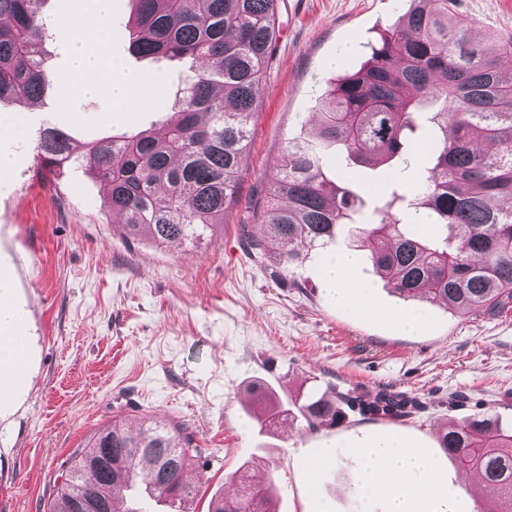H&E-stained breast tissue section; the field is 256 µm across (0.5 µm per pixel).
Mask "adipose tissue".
<instances>
[{
    "mask_svg": "<svg viewBox=\"0 0 512 512\" xmlns=\"http://www.w3.org/2000/svg\"><path fill=\"white\" fill-rule=\"evenodd\" d=\"M94 2L98 24L84 26L72 18L57 24L70 44L69 109L77 111L84 96L104 86L109 87L115 108H133L145 91L144 79L127 72L109 56L107 32L101 21L110 14L112 0ZM358 261L356 254L336 252L326 254L323 262L327 290L338 303L353 309L371 304L370 288L353 279ZM11 293V283L1 278L0 369L14 365L24 349L21 337L10 333L15 322L8 304ZM348 453L360 466V490L386 499L388 512H456L444 476L424 449L397 437H383L353 444Z\"/></svg>",
    "mask_w": 512,
    "mask_h": 512,
    "instance_id": "obj_1",
    "label": "adipose tissue"
}]
</instances>
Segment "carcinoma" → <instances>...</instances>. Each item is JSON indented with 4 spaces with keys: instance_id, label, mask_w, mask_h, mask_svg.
Instances as JSON below:
<instances>
[{
    "instance_id": "1",
    "label": "carcinoma",
    "mask_w": 512,
    "mask_h": 512,
    "mask_svg": "<svg viewBox=\"0 0 512 512\" xmlns=\"http://www.w3.org/2000/svg\"><path fill=\"white\" fill-rule=\"evenodd\" d=\"M45 0H0V100L40 99L51 83L41 53L49 33ZM130 42L141 58L191 60L174 119L160 127L74 148L60 128L43 131L37 172L57 177L80 166L106 191L104 210L123 219L122 236L158 245L214 236L234 201L238 170L250 141L263 79L277 39L278 0H135ZM459 0H410L358 71L336 76L315 112L319 146L290 140L277 157V177L253 210L262 234L241 225L250 258L292 267L329 247L347 228L376 271L404 299L448 305L466 314L512 311V73L499 58L512 43L472 37L474 22ZM431 135L422 134L423 122ZM428 164L414 188L403 173L415 145ZM336 163L394 165V176L369 200L352 182L333 180L321 148ZM423 213L432 231L412 221ZM253 418L286 412L279 396L260 388ZM311 429L344 421L343 408L381 419L421 411L417 397L387 388L366 396H307L294 402ZM439 446L464 472H477L493 496L481 512H512V429L495 417H473L443 430ZM91 448L126 458L121 468L73 466L50 512H70L74 495L131 512L127 492L141 483L168 512H193L198 491L182 474L201 456L183 423L120 421L101 429ZM180 450L176 468L163 455ZM209 512H277L272 487L238 477L237 492Z\"/></svg>"
}]
</instances>
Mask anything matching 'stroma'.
<instances>
[{
	"label": "stroma",
	"instance_id": "35a3bbf8",
	"mask_svg": "<svg viewBox=\"0 0 512 512\" xmlns=\"http://www.w3.org/2000/svg\"><path fill=\"white\" fill-rule=\"evenodd\" d=\"M407 7L406 0H279V38L238 199L224 214L223 234L195 246L122 237L119 217L101 207L100 183L83 170L35 176L43 129L69 130L82 143L169 120L187 65L134 56L133 5L112 0L111 57L167 93L129 111L99 93L72 112L63 103L67 41L43 43L53 80L42 100L0 102V113L28 131L21 144L0 133V153L14 159L0 178V277L13 285L28 373L27 388L0 406V512H48L77 449L112 420L135 425L147 417L194 432L202 449L188 469L200 489L195 512L232 492L229 478L244 465L254 481L275 483L279 512H312L317 497L331 512H362L348 491L356 479L350 459L338 456L314 481L305 464L326 444L376 435L425 448L465 512H480L488 492H466L469 475L440 448L438 432L478 415L512 427V311L472 316L402 299L365 261L357 277L377 311L350 312L326 292L321 255L290 268L258 263L239 232L275 179L288 138L309 137L306 124L330 79L359 69ZM459 10L475 21L478 39L512 40V0H459ZM389 310L420 316L421 329L405 333L386 318ZM250 384L292 399L387 387L418 396L425 409L387 420L350 413L334 428L282 419L262 429L245 411Z\"/></svg>",
	"mask_w": 512,
	"mask_h": 512
}]
</instances>
